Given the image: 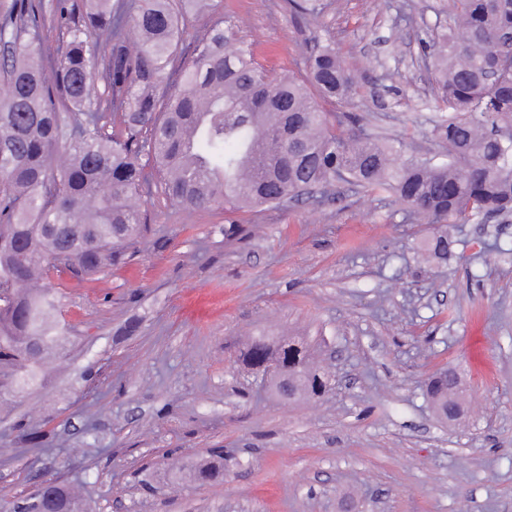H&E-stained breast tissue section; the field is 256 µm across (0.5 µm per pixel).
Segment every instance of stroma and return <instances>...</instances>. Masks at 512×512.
Returning a JSON list of instances; mask_svg holds the SVG:
<instances>
[{
  "mask_svg": "<svg viewBox=\"0 0 512 512\" xmlns=\"http://www.w3.org/2000/svg\"><path fill=\"white\" fill-rule=\"evenodd\" d=\"M214 0L188 16L175 62L231 18L272 73L306 71L315 34L355 86L343 109L405 156L439 152L442 113L418 35L446 33L453 0ZM150 229L124 264L63 285L70 353L45 385L0 397V512L52 479L92 512H512V213L454 225L447 260L391 199L337 185L322 199L243 210L140 199ZM250 336L305 340L329 381L282 402L236 356ZM460 369L465 422L425 385ZM41 441L30 438L31 430ZM224 451V475L182 480Z\"/></svg>",
  "mask_w": 512,
  "mask_h": 512,
  "instance_id": "35a3bbf8",
  "label": "stroma"
}]
</instances>
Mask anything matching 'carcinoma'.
Returning <instances> with one entry per match:
<instances>
[{"mask_svg":"<svg viewBox=\"0 0 512 512\" xmlns=\"http://www.w3.org/2000/svg\"><path fill=\"white\" fill-rule=\"evenodd\" d=\"M210 0H51L58 31L53 79L37 43L42 17L23 0L0 15V376L22 392L46 381L44 366L66 357L62 294L51 277L78 282L119 264L143 236L141 191L158 180L189 210L277 207L344 182L393 196L433 224L424 241L446 259L453 240L442 223L512 212V0H454L453 27L420 38L446 113L434 135L448 161L401 157L366 133L343 103L354 81L328 40L308 47V77L271 75L227 20L197 39L176 84L167 69L185 16ZM316 16L319 0H297ZM147 160H142V156ZM246 367L280 361L297 395L318 396L326 381L309 350L253 336L239 351ZM461 373L442 370L426 394L440 419L464 413ZM191 477L224 475V454L193 464ZM32 512H86L54 482Z\"/></svg>","mask_w":512,"mask_h":512,"instance_id":"carcinoma-1","label":"carcinoma"}]
</instances>
